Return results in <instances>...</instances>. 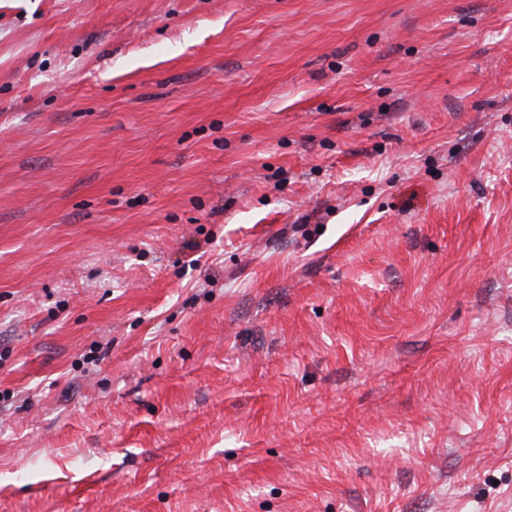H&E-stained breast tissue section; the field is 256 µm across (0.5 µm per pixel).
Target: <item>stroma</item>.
<instances>
[{
    "instance_id": "obj_1",
    "label": "stroma",
    "mask_w": 512,
    "mask_h": 512,
    "mask_svg": "<svg viewBox=\"0 0 512 512\" xmlns=\"http://www.w3.org/2000/svg\"><path fill=\"white\" fill-rule=\"evenodd\" d=\"M0 512H512V0H0Z\"/></svg>"
}]
</instances>
